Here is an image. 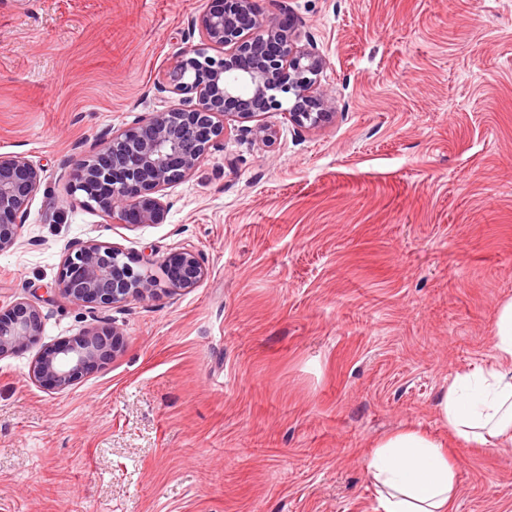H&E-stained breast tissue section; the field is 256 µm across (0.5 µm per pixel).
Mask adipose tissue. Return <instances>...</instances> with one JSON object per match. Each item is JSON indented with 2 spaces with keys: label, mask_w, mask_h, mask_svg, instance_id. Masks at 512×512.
<instances>
[{
  "label": "adipose tissue",
  "mask_w": 512,
  "mask_h": 512,
  "mask_svg": "<svg viewBox=\"0 0 512 512\" xmlns=\"http://www.w3.org/2000/svg\"><path fill=\"white\" fill-rule=\"evenodd\" d=\"M437 413L465 446L512 447V300L500 308L494 346L477 368L457 373L440 396ZM365 475L377 512H450L456 470L443 442L405 428L375 443Z\"/></svg>",
  "instance_id": "adipose-tissue-1"
}]
</instances>
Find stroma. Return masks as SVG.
Segmentation results:
<instances>
[{
    "label": "stroma",
    "instance_id": "stroma-1",
    "mask_svg": "<svg viewBox=\"0 0 512 512\" xmlns=\"http://www.w3.org/2000/svg\"><path fill=\"white\" fill-rule=\"evenodd\" d=\"M214 0H0V154L41 183L0 252V306L40 307L0 357V512H376L372 442L444 441L452 512H512V447L454 440L436 402L490 354L512 298V0H256L325 58L333 119H239L165 191L163 223L72 205L79 153L182 107L159 81ZM198 252L188 292L88 314L55 291L65 248ZM117 326L63 390L42 347Z\"/></svg>",
    "mask_w": 512,
    "mask_h": 512
}]
</instances>
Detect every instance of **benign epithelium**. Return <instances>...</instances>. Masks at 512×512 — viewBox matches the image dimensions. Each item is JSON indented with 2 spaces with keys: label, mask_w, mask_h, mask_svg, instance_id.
I'll use <instances>...</instances> for the list:
<instances>
[{
  "label": "benign epithelium",
  "mask_w": 512,
  "mask_h": 512,
  "mask_svg": "<svg viewBox=\"0 0 512 512\" xmlns=\"http://www.w3.org/2000/svg\"><path fill=\"white\" fill-rule=\"evenodd\" d=\"M195 29L199 43L170 65L162 81L166 91L191 106L155 112L105 132L92 154L75 160L68 190L72 204L94 205L116 224H160L166 213L162 191L203 161L224 136L226 115L254 122L247 132L264 144L276 138L275 129L261 122L269 112L286 110L299 128H317L333 116L327 111L330 98L314 91L322 55L300 45L286 22L263 18L255 0H219L198 18ZM40 181V169L26 157L0 155V252L16 244ZM206 276L203 260L192 250L156 260L90 240L68 246L55 287L93 313L130 299L188 291ZM43 333L40 308L13 302L0 312V357ZM119 335L116 327H103L44 349L33 364L34 380L56 390L73 385L113 356Z\"/></svg>",
  "instance_id": "obj_1"
}]
</instances>
